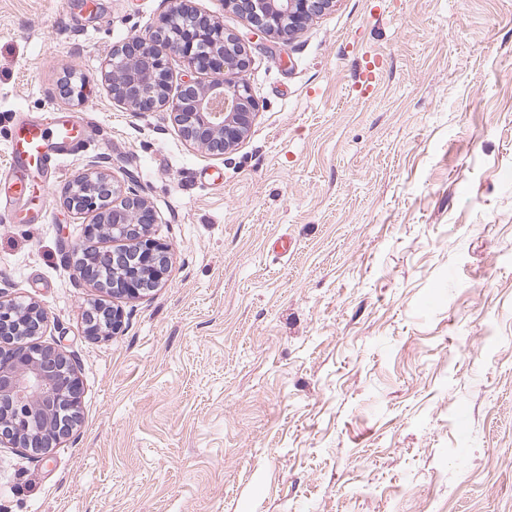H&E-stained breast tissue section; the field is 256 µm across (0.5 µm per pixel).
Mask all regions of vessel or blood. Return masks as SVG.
I'll list each match as a JSON object with an SVG mask.
<instances>
[{"instance_id":"vessel-or-blood-1","label":"vessel or blood","mask_w":512,"mask_h":512,"mask_svg":"<svg viewBox=\"0 0 512 512\" xmlns=\"http://www.w3.org/2000/svg\"><path fill=\"white\" fill-rule=\"evenodd\" d=\"M85 119L60 118L53 114L32 116L20 122L13 139V159L25 168L46 174L60 156L78 147L90 128ZM35 192L30 178L15 176L0 182V217L12 218L18 202Z\"/></svg>"}]
</instances>
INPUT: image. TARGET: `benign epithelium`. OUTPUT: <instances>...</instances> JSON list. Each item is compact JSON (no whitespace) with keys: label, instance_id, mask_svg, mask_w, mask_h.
I'll use <instances>...</instances> for the list:
<instances>
[{"label":"benign epithelium","instance_id":"obj_1","mask_svg":"<svg viewBox=\"0 0 512 512\" xmlns=\"http://www.w3.org/2000/svg\"><path fill=\"white\" fill-rule=\"evenodd\" d=\"M334 0H225V5L273 41L254 47L211 16L171 0L156 30L148 37L128 38L115 48L104 78L112 99L131 112L170 111L184 137L217 155L241 143L258 110L244 78L256 48L271 57L281 55L292 35L333 6ZM180 56L194 74L171 95L167 54ZM69 75L63 84L67 98L82 102L85 84ZM116 195L120 204L110 203ZM65 208L75 215L95 214L85 226V244L73 249L82 279L114 297L138 298L158 287L170 263L168 247L148 234L155 214L138 191L114 184L100 169L74 178L61 190ZM104 236L126 241L112 251V279H99L100 256L95 242ZM47 314L36 304L0 298V446L22 448L32 456L49 454L78 426L83 385L76 362L62 350L39 342ZM123 326L119 308L95 305L85 314L90 336H112Z\"/></svg>","mask_w":512,"mask_h":512}]
</instances>
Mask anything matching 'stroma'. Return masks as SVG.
<instances>
[{"label": "stroma", "instance_id": "stroma-1", "mask_svg": "<svg viewBox=\"0 0 512 512\" xmlns=\"http://www.w3.org/2000/svg\"><path fill=\"white\" fill-rule=\"evenodd\" d=\"M167 10L0 0V169L19 113L98 129L0 221V289L85 389L48 456L0 447V512H512V0H335L253 53L258 111L218 156L104 81ZM94 159L171 252L109 337L72 254L92 217L61 200Z\"/></svg>", "mask_w": 512, "mask_h": 512}]
</instances>
